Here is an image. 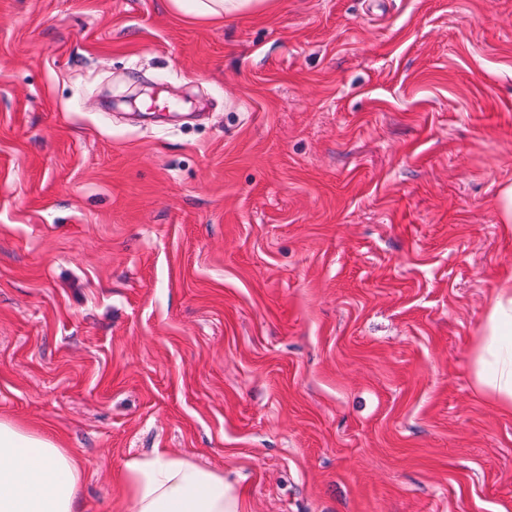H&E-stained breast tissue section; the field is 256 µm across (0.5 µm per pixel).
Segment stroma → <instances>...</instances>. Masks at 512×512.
Instances as JSON below:
<instances>
[{
	"label": "stroma",
	"mask_w": 512,
	"mask_h": 512,
	"mask_svg": "<svg viewBox=\"0 0 512 512\" xmlns=\"http://www.w3.org/2000/svg\"><path fill=\"white\" fill-rule=\"evenodd\" d=\"M511 183L512 0H0V418L80 512L155 448L249 512H512ZM266 0H169L178 13L196 19L232 20ZM479 392L500 412L512 414V267L495 288L475 348Z\"/></svg>",
	"instance_id": "35a3bbf8"
}]
</instances>
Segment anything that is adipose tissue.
<instances>
[{
    "label": "adipose tissue",
    "mask_w": 512,
    "mask_h": 512,
    "mask_svg": "<svg viewBox=\"0 0 512 512\" xmlns=\"http://www.w3.org/2000/svg\"><path fill=\"white\" fill-rule=\"evenodd\" d=\"M196 19L231 20L263 0H169ZM479 392L512 414V267L498 281L475 348ZM83 459L62 442L0 420V512H78ZM118 480L127 512H248L246 494L223 473L156 448L125 461Z\"/></svg>",
    "instance_id": "ef3b65f1"
}]
</instances>
